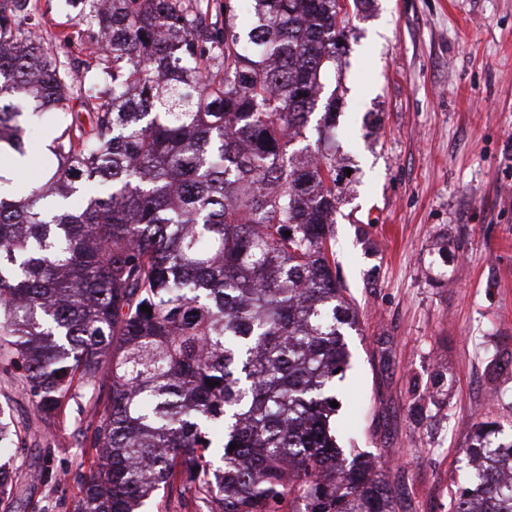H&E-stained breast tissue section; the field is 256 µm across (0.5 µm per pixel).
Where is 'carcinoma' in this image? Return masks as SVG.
<instances>
[{
	"label": "carcinoma",
	"instance_id": "cac0c4a2",
	"mask_svg": "<svg viewBox=\"0 0 512 512\" xmlns=\"http://www.w3.org/2000/svg\"><path fill=\"white\" fill-rule=\"evenodd\" d=\"M69 3L108 35L93 94L23 26L28 0H0V350L45 425L82 388L103 400L78 512H138L179 477L207 512H398L375 460L336 442L358 315L322 148L335 96L291 148L346 50L338 0ZM32 122L56 165L28 187L7 165ZM499 433L475 424L448 512H512ZM16 497L0 462V512Z\"/></svg>",
	"mask_w": 512,
	"mask_h": 512
}]
</instances>
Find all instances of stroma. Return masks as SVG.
Masks as SVG:
<instances>
[{"label":"stroma","mask_w":512,"mask_h":512,"mask_svg":"<svg viewBox=\"0 0 512 512\" xmlns=\"http://www.w3.org/2000/svg\"><path fill=\"white\" fill-rule=\"evenodd\" d=\"M65 0H29L60 42ZM336 161L350 169L338 274L358 309L336 384L337 441L381 458L403 512H448L473 425L512 429V0H365L345 19ZM448 254L435 285L427 255ZM0 357V403L28 433L14 512H77L95 461L87 394L34 430V398ZM55 480L32 481L34 472Z\"/></svg>","instance_id":"1"}]
</instances>
